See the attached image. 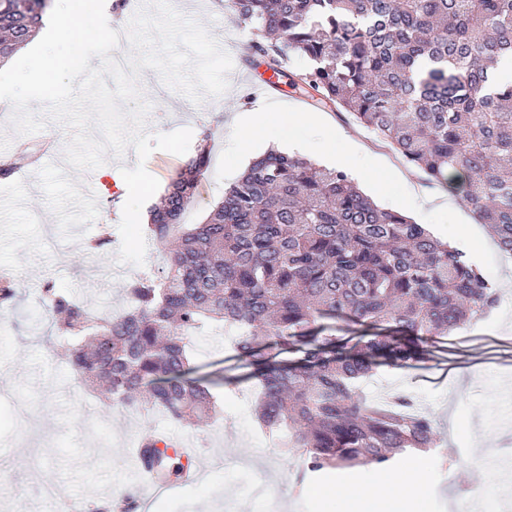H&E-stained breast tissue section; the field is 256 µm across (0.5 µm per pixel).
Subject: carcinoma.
Returning <instances> with one entry per match:
<instances>
[{
	"label": "carcinoma",
	"mask_w": 512,
	"mask_h": 512,
	"mask_svg": "<svg viewBox=\"0 0 512 512\" xmlns=\"http://www.w3.org/2000/svg\"><path fill=\"white\" fill-rule=\"evenodd\" d=\"M255 38L246 62L307 66L292 87L375 132L426 181L455 185L512 255V0H231ZM53 0H0V60L37 33ZM200 150L151 207L144 231L168 249L159 278L130 288L132 308L98 316L47 283L40 302L81 382L176 424L213 418L212 389L188 336H236L258 388L255 415L308 471L390 468L436 447L432 419L404 396L368 404L359 381L430 359L432 343L490 315L496 284L468 254L403 211L379 208L341 168L270 149L253 159L202 224H185ZM144 438L138 464L165 482L181 456Z\"/></svg>",
	"instance_id": "carcinoma-1"
}]
</instances>
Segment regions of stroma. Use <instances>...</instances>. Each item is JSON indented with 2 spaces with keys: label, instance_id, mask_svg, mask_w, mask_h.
Here are the masks:
<instances>
[{
  "label": "stroma",
  "instance_id": "1",
  "mask_svg": "<svg viewBox=\"0 0 512 512\" xmlns=\"http://www.w3.org/2000/svg\"><path fill=\"white\" fill-rule=\"evenodd\" d=\"M184 16L198 19L211 34L230 43L233 68L227 91L193 103L147 70L139 87L150 102L145 130L167 133L194 129L192 146L207 145L210 165L184 215L200 222L232 184L234 155L225 151L232 112L266 101L312 111L310 99L298 96L291 83L306 63L290 60L284 73L246 64L234 48L242 25L216 0H173ZM275 79L270 92L255 84ZM0 112V159H14L15 178L0 180V273L17 282L16 309L0 316V466L12 467L15 481L33 484L25 501L0 486V512H56L40 494L45 486L67 491L73 512H90L95 500L135 489V451L145 434L178 435L222 464L192 484H175L150 512H318L306 488L324 483L344 489L358 480L373 488L377 469L355 466L321 474L302 472L298 458L287 457L263 433L247 400H232L234 386L221 387V419L199 426L173 425L160 411L106 404L82 385L57 357L51 318L40 307L46 280L72 291L95 312L131 305L128 289L139 278L138 266L118 263V225L123 199L112 179L98 181L95 171L64 173L57 163L30 160L27 151L52 141L65 147L68 131L50 121L34 134L21 136ZM93 188L96 208L75 214L86 188ZM105 237L103 249H92ZM491 278L502 302L488 322L463 326L445 339L432 361L400 369L382 368L361 383L367 399L379 391L408 384L410 398L434 422L438 451L425 473L429 512H512V499L490 496L473 506L468 491L476 479L462 464L504 465L512 462V258L497 246L480 249L460 244Z\"/></svg>",
  "mask_w": 512,
  "mask_h": 512
}]
</instances>
